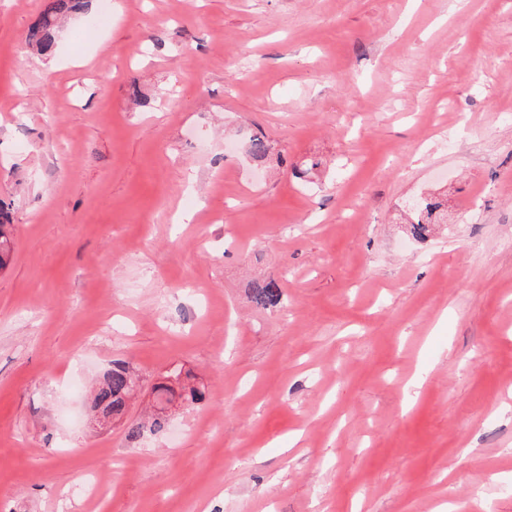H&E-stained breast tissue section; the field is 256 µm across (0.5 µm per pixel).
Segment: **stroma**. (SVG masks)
<instances>
[{"label": "stroma", "instance_id": "stroma-1", "mask_svg": "<svg viewBox=\"0 0 512 512\" xmlns=\"http://www.w3.org/2000/svg\"><path fill=\"white\" fill-rule=\"evenodd\" d=\"M110 2L0 0V512H512V0ZM79 8V0H48L40 17L28 29L27 44L42 55L53 53L61 18ZM444 207V203L435 198H422L416 211L412 212L416 218L408 216L406 219L412 229V235L424 240L436 226L435 224L447 223V211L445 213ZM252 295L255 304L264 309L278 306L282 299L281 289L274 280L255 282L252 286ZM133 385L130 369L124 364L115 365L96 388L93 407H103L119 418L127 409L128 397Z\"/></svg>", "mask_w": 512, "mask_h": 512}]
</instances>
